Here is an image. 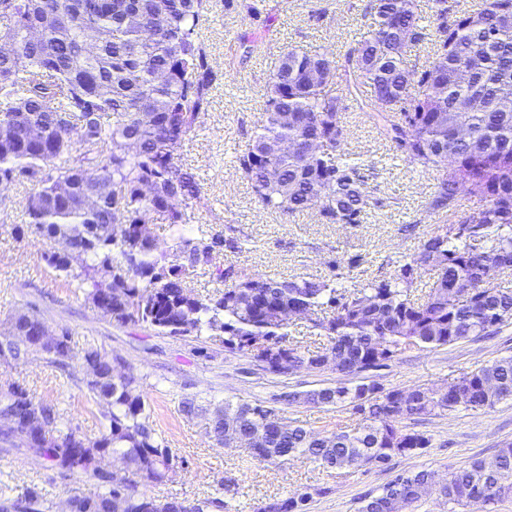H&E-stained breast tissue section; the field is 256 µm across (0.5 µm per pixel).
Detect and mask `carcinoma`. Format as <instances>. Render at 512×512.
<instances>
[{"label":"carcinoma","instance_id":"carcinoma-1","mask_svg":"<svg viewBox=\"0 0 512 512\" xmlns=\"http://www.w3.org/2000/svg\"><path fill=\"white\" fill-rule=\"evenodd\" d=\"M434 9V58L418 78L407 66L420 40L416 0H374L368 31L341 65L334 56L288 48L266 82L264 123L236 158V173L264 206L293 217L318 196L319 213L330 223H363L379 201L366 189L361 164L342 148L344 93L328 85L343 71L347 94L369 102V117L404 161L436 174L431 209L456 207L462 187L478 202L471 215L439 227L388 279L349 290L336 273L247 274L217 262L221 246L235 249L236 239L185 235L188 209L202 187L180 149L200 128L215 82L199 38L210 0H109L100 8L92 0H0V184L35 183L26 201L30 224L67 247L45 259L112 321L218 341L251 354L270 373L274 350L301 370L333 350L365 372L408 349L493 335L512 323V289L487 287L491 275L512 277V0H482L477 11L451 22L447 0H434ZM474 57L478 69L459 81L458 70ZM435 86L442 96H431ZM460 98L471 100L464 114L457 110ZM284 111L294 122L283 123ZM285 140L296 142L299 153L272 151ZM101 182L112 191L102 192ZM153 217L167 225L172 251L157 252L145 228ZM199 266L209 267L224 290L203 295L191 288ZM427 267L437 278L418 297V274ZM99 276L112 294L101 295ZM329 308L331 317H318ZM288 309L302 310L323 350L287 340ZM70 352L67 330L52 347L0 338V364L36 357L63 371ZM82 359L97 368L86 385L108 422L101 436L82 438L57 404L14 380L0 385V418L12 422L0 431V444L56 461L68 476L92 472L106 491L72 496L77 512H158L160 504L175 512L183 505L178 498L160 501L138 490L140 480H168L176 457L158 440L134 378L115 376L112 359L91 344ZM397 393L370 382L291 394L309 404L349 407L360 418L329 434L291 423L276 430L281 409L262 402L204 404L185 396L181 411L204 420L219 445L269 428L263 444L250 449L259 461L299 455L324 469L378 467L430 445L426 434L399 427L401 420L512 399V356L436 392ZM32 413L48 427L47 438L26 429ZM79 448L104 449L116 464L101 470ZM435 478L429 469L400 474L393 487L365 496L360 512H413L420 486ZM439 493L452 506L511 496L512 445L448 473ZM309 501L294 493L273 502L274 510L257 512H307ZM42 507L35 490L0 499V512Z\"/></svg>","mask_w":512,"mask_h":512}]
</instances>
